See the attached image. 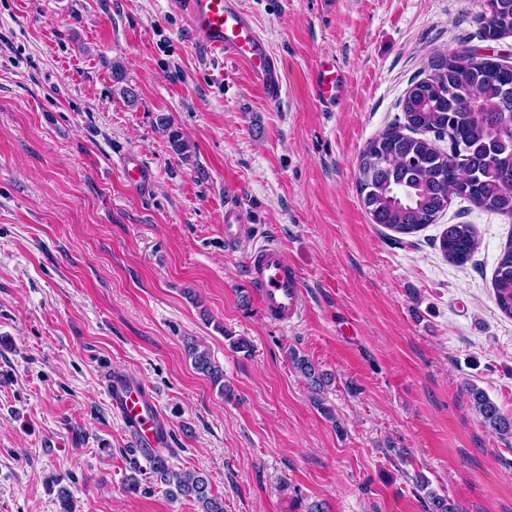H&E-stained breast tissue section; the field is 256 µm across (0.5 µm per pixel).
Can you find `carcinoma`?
I'll return each instance as SVG.
<instances>
[{
	"mask_svg": "<svg viewBox=\"0 0 512 512\" xmlns=\"http://www.w3.org/2000/svg\"><path fill=\"white\" fill-rule=\"evenodd\" d=\"M478 21L487 38L512 32V0H483ZM461 50L437 52L430 61L432 82L411 85L403 101L404 123L393 125L372 138L362 150L358 183L371 223L395 234L411 235L434 223L454 198L487 206L494 213L512 217V66L491 57H477L467 71L458 69ZM118 66L113 68L114 94L132 106L135 90L124 83ZM158 126L168 136L172 151L189 157L190 145L161 116ZM448 138L449 148L462 147L465 156L458 165L448 164V152L426 135ZM439 250L450 262L463 264L478 246L471 224H450L438 237ZM495 301L501 312L512 317V241L499 259L493 276ZM194 368L224 392L223 370L211 361L193 339L184 344ZM289 359L305 379L314 396L330 378L296 351ZM481 422L500 434L512 432V420L479 390L470 389ZM153 474L173 499L194 498L199 512H224V499L213 494L207 474L175 471L164 457L153 458Z\"/></svg>",
	"mask_w": 512,
	"mask_h": 512,
	"instance_id": "cac0c4a2",
	"label": "carcinoma"
}]
</instances>
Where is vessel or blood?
Returning <instances> with one entry per match:
<instances>
[{
  "label": "vessel or blood",
  "mask_w": 512,
  "mask_h": 512,
  "mask_svg": "<svg viewBox=\"0 0 512 512\" xmlns=\"http://www.w3.org/2000/svg\"><path fill=\"white\" fill-rule=\"evenodd\" d=\"M186 3L193 35L203 51L243 63L261 98L268 103L278 102L284 93L282 72L267 42L236 0ZM313 93L324 110L335 109L345 93L335 64L318 70ZM247 272L257 290L259 304L270 320L287 326L302 318L300 276L280 245L267 242L254 247L247 259ZM110 398L114 411L139 448L154 454L167 447V424L144 386L122 378L112 379Z\"/></svg>",
  "instance_id": "b4317fda"
}]
</instances>
